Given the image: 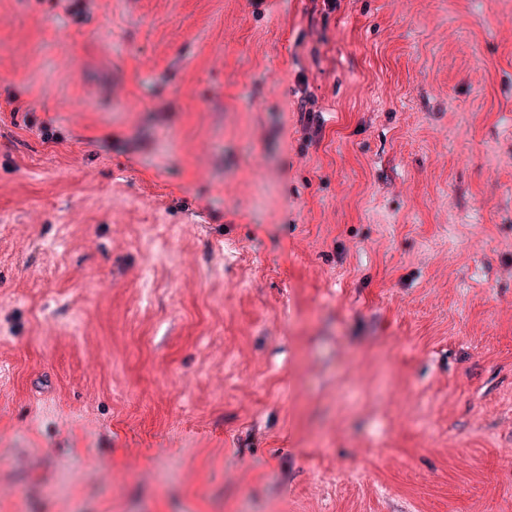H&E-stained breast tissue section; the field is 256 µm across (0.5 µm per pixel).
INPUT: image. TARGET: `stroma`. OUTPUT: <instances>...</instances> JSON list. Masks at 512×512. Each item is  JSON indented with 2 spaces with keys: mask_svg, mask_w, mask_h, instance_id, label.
Segmentation results:
<instances>
[{
  "mask_svg": "<svg viewBox=\"0 0 512 512\" xmlns=\"http://www.w3.org/2000/svg\"><path fill=\"white\" fill-rule=\"evenodd\" d=\"M80 9L0 0V512H512V0Z\"/></svg>",
  "mask_w": 512,
  "mask_h": 512,
  "instance_id": "obj_1",
  "label": "stroma"
}]
</instances>
